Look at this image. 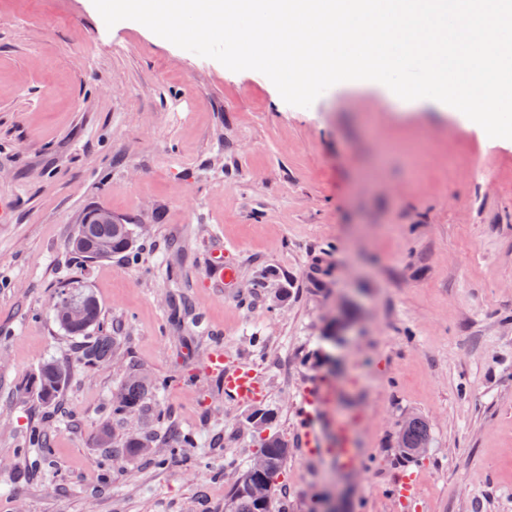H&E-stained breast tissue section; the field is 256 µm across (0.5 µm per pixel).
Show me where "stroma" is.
Masks as SVG:
<instances>
[{
    "instance_id": "stroma-1",
    "label": "stroma",
    "mask_w": 512,
    "mask_h": 512,
    "mask_svg": "<svg viewBox=\"0 0 512 512\" xmlns=\"http://www.w3.org/2000/svg\"><path fill=\"white\" fill-rule=\"evenodd\" d=\"M0 201V512H224L257 407L288 441L274 512H315L334 491L343 512H512V141L377 89L292 106L260 72L106 27L91 0H0ZM95 208L128 226L136 263L72 258ZM218 242L238 267L229 288L204 285ZM68 285L97 297L111 363L76 361L54 320ZM178 294L197 324L172 322ZM218 346L264 382L257 407L205 371ZM50 357L72 366L63 420L25 390ZM132 368L171 384L112 418ZM313 385L339 392L322 437L351 417L362 469L301 447ZM161 412L203 429L206 467L195 448L154 464ZM412 416L430 426L418 456L398 445ZM36 424L51 443L37 462L19 453ZM144 436L146 453H121Z\"/></svg>"
}]
</instances>
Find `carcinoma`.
<instances>
[{
	"instance_id": "carcinoma-1",
	"label": "carcinoma",
	"mask_w": 512,
	"mask_h": 512,
	"mask_svg": "<svg viewBox=\"0 0 512 512\" xmlns=\"http://www.w3.org/2000/svg\"><path fill=\"white\" fill-rule=\"evenodd\" d=\"M105 215L107 212L100 209H93L84 215L70 240L72 252L85 264L115 255H122L129 262L137 261L139 255L134 251V242L127 225L114 224L105 219ZM68 304L79 309V317L65 316L64 308ZM53 307L55 319L65 333L72 338H79L74 349L81 364L94 367L112 361L116 338L104 327L101 307L93 294L74 287L61 289L55 293ZM70 373L68 363L52 358L41 365L36 376L32 378L31 388L43 404L55 406L59 404ZM166 385L165 380L153 384L138 374L131 375L122 385L119 395L111 400L112 417L121 419L141 411L149 391ZM160 422L166 424L165 437L172 444L171 451L186 446L198 447L200 432L197 429H184L165 417ZM429 439L427 422L416 417L403 426L401 451L406 454L417 453L427 447ZM258 444L259 454L264 457L266 466L262 469L250 466L244 470L240 482L232 488L225 503V512H271L288 458V442L276 434H262ZM33 451L43 457L49 452L48 436L40 425L30 427L24 447L21 448L24 456ZM257 486L266 487L267 495L256 496L254 488Z\"/></svg>"
}]
</instances>
